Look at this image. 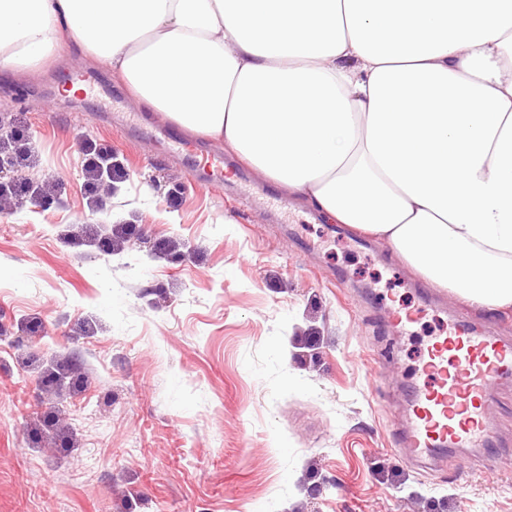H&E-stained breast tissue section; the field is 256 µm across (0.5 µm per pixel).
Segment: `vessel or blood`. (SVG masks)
Masks as SVG:
<instances>
[{
	"label": "vessel or blood",
	"mask_w": 512,
	"mask_h": 512,
	"mask_svg": "<svg viewBox=\"0 0 512 512\" xmlns=\"http://www.w3.org/2000/svg\"><path fill=\"white\" fill-rule=\"evenodd\" d=\"M412 378L398 438L411 460L437 463L451 448H494L490 391L512 380V341L458 316L428 341Z\"/></svg>",
	"instance_id": "vessel-or-blood-1"
}]
</instances>
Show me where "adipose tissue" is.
Returning a JSON list of instances; mask_svg holds the SVG:
<instances>
[{
    "label": "adipose tissue",
    "instance_id": "ef3b65f1",
    "mask_svg": "<svg viewBox=\"0 0 512 512\" xmlns=\"http://www.w3.org/2000/svg\"><path fill=\"white\" fill-rule=\"evenodd\" d=\"M66 36L433 287L512 307V0H0V79Z\"/></svg>",
    "mask_w": 512,
    "mask_h": 512
}]
</instances>
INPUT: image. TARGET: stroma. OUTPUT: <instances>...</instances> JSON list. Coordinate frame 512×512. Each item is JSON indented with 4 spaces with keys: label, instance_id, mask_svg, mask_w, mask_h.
Masks as SVG:
<instances>
[{
    "label": "stroma",
    "instance_id": "1",
    "mask_svg": "<svg viewBox=\"0 0 512 512\" xmlns=\"http://www.w3.org/2000/svg\"><path fill=\"white\" fill-rule=\"evenodd\" d=\"M78 72L101 80L67 96ZM1 114L33 134L15 180L51 204L0 201V512H512V383L495 467L396 444L460 297L282 189L211 187L71 42L0 82ZM93 148L118 163L99 200Z\"/></svg>",
    "mask_w": 512,
    "mask_h": 512
}]
</instances>
